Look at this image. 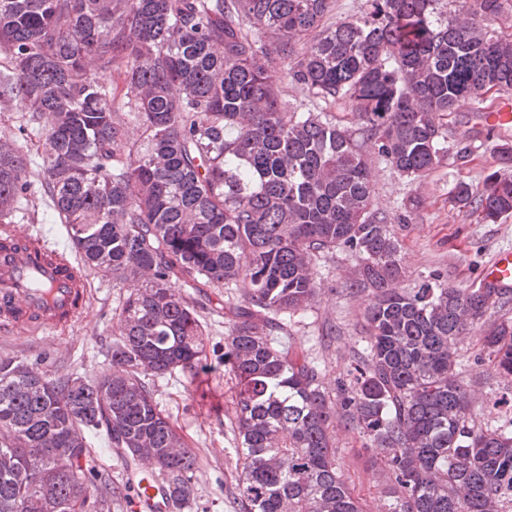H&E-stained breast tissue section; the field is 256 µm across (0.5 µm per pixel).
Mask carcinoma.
Instances as JSON below:
<instances>
[{
  "label": "carcinoma",
  "mask_w": 512,
  "mask_h": 512,
  "mask_svg": "<svg viewBox=\"0 0 512 512\" xmlns=\"http://www.w3.org/2000/svg\"><path fill=\"white\" fill-rule=\"evenodd\" d=\"M0 0V111L42 139L41 189L85 271L138 283L112 331V375L71 384L0 361V512H110L90 491L85 431L193 494L196 456L146 375L196 369L206 330L176 279L233 287L225 337L237 381L245 512H363L336 464V423L358 430L391 476L385 512H507L512 431L469 416L458 342L496 288L410 291L392 218L374 209L368 145L417 180L449 153L443 119L512 91V0ZM348 107L349 130L281 100L284 83ZM139 138L128 136L127 122ZM483 188L455 203L495 224L512 214V145ZM31 159L0 139V224L28 200ZM338 247L371 291L368 348L336 395L274 336L315 298V259ZM483 347L512 374V320Z\"/></svg>",
  "instance_id": "carcinoma-1"
}]
</instances>
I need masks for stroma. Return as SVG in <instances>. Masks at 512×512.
<instances>
[{
	"instance_id": "obj_1",
	"label": "stroma",
	"mask_w": 512,
	"mask_h": 512,
	"mask_svg": "<svg viewBox=\"0 0 512 512\" xmlns=\"http://www.w3.org/2000/svg\"><path fill=\"white\" fill-rule=\"evenodd\" d=\"M512 106V92L480 98L471 108L448 117V143L468 147L470 156L461 162L448 156L425 178L410 180L390 165L372 159L375 206L390 215L409 212L408 223L395 225L403 245L405 274L401 288L411 290L441 275L449 287L472 290L483 287L487 262L499 249H512V215L498 223L479 222L475 215L452 200L458 181L482 188L486 176L499 170L498 145L512 143V123L486 125L481 115ZM15 112H0V136L16 139L32 159L29 179L39 184L42 146L38 135L20 132ZM13 221L30 226L68 250L66 228L56 219L48 199L33 195L22 204ZM357 260L346 248L325 253L316 261L318 293L305 310L291 316L288 334L281 343L290 354L317 365L329 392L351 380L356 358L367 346L366 295L352 294L349 285ZM88 311L70 326L46 336L0 333V360L26 361L52 377L72 376L92 380L111 368L112 330L128 288L111 278H89ZM189 295L206 325L205 348L197 376L177 370L145 381L159 408L177 426L193 450L197 465L193 495L183 512H245L237 468L236 381L224 364V336L240 296L233 288H193ZM481 332H474L458 346L462 378L472 394L471 419L482 428L512 425V403L500 398L512 389V377L500 374L482 347ZM336 460L364 506L365 512H382L384 492L390 482L385 468L374 463L357 430L337 426L334 434ZM87 441L102 477L120 493L113 497L111 512H126L123 494L128 491L125 472L133 458L112 447L104 433H91Z\"/></svg>"
}]
</instances>
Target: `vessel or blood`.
Wrapping results in <instances>:
<instances>
[{"label": "vessel or blood", "instance_id": "b4317fda", "mask_svg": "<svg viewBox=\"0 0 512 512\" xmlns=\"http://www.w3.org/2000/svg\"><path fill=\"white\" fill-rule=\"evenodd\" d=\"M0 234L16 244V251L0 255V332L22 330L45 333L82 316L88 307V284L76 262L40 234L13 225ZM489 286L512 288V250H498L485 268ZM136 494L129 512H169L170 490L152 474L135 468L127 473Z\"/></svg>", "mask_w": 512, "mask_h": 512}]
</instances>
